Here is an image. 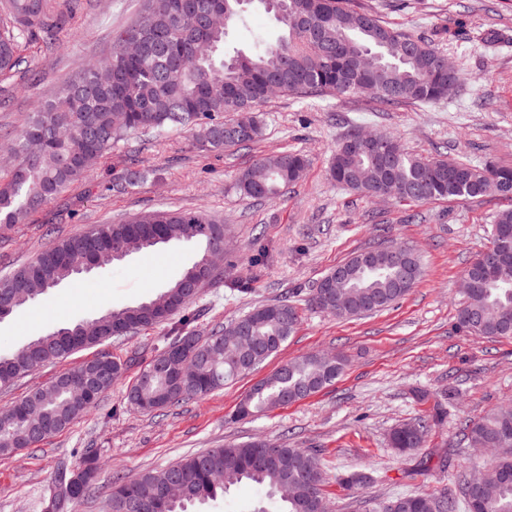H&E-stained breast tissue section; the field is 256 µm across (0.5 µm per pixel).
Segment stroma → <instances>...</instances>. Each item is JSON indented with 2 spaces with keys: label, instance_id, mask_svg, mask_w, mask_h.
I'll return each mask as SVG.
<instances>
[{
  "label": "stroma",
  "instance_id": "obj_1",
  "mask_svg": "<svg viewBox=\"0 0 512 512\" xmlns=\"http://www.w3.org/2000/svg\"><path fill=\"white\" fill-rule=\"evenodd\" d=\"M390 24L444 50L463 73L448 98L428 104L380 105L365 96L300 98L280 94L260 111L262 139L250 148L197 149L189 134L160 138L132 134L102 158L96 171L72 183L25 223L0 231V276L30 262L53 242L95 224L117 223L152 210L203 211L224 226V266L187 309L200 334L224 325L254 305L287 298L301 322L275 357L205 397L154 412L126 404L124 394L161 348L169 325L111 341L104 352L126 368L112 389L68 429L39 447L0 455V512H43L59 464L76 467L96 455L100 472L93 497L72 512H109L115 475L137 477L184 456L224 443L261 437L316 454L334 512H372L376 503L412 492L453 488V477L482 467L489 456L468 447L465 422L512 403V338L470 336L456 328L464 301L459 280L490 240L494 216L512 201L489 195L470 200L403 205L345 190L328 175L337 142L350 128L396 134L411 152L476 165L512 167V0H355ZM143 0H78L53 48L41 40L20 42L30 73H0V168L10 157L4 130L20 129L40 104L95 60L111 54L117 32ZM283 30L263 10L245 13L230 31L226 52L252 51L257 40L276 41ZM295 150L310 164L282 198L257 201L236 190L239 172L262 156ZM137 164L149 175L129 193L107 191L111 174ZM385 241L412 247L423 263L414 288L385 310L355 319L310 309L317 281L330 269ZM194 260L185 247L130 257L93 273L87 284L66 283L35 306L0 320V350L108 308L147 300ZM255 290L239 295L236 284ZM340 354L347 364L336 382L313 396L232 423L243 395L281 365L315 353ZM85 358L39 368L0 390V407ZM438 417L422 448L402 454L390 445L398 425ZM363 472L370 483L344 491L340 475ZM273 508L266 487L244 482L212 512Z\"/></svg>",
  "mask_w": 512,
  "mask_h": 512
}]
</instances>
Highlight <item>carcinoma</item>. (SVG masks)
Masks as SVG:
<instances>
[{
    "mask_svg": "<svg viewBox=\"0 0 512 512\" xmlns=\"http://www.w3.org/2000/svg\"><path fill=\"white\" fill-rule=\"evenodd\" d=\"M12 29L0 34V72L12 71L22 63L17 52L21 39L62 32L69 19L66 11H52L47 0H9ZM259 4L282 25L284 36L255 52L224 56V42L230 27L253 4ZM287 8L307 18L298 28L270 6V0H144L139 17L116 35L112 54L76 73L58 97L31 113L15 133L16 154L9 170L0 175V228L8 229L50 203L72 182L90 174L112 146L129 134L142 130L162 133L180 130L192 135L198 148L214 151L256 143L263 130L258 108L277 93L291 95L325 94L348 97L368 94L381 104L433 103L446 98L451 90L448 79L461 78L460 71L448 73L443 64L448 58L429 43L406 34L383 21L376 13L356 9L351 0H286ZM371 56L379 66L376 91H367L343 79L348 68L360 70V57ZM358 130L347 132L338 142L331 161V177L345 175L336 185L363 196L383 186L394 172L397 200L427 203L437 200H469L484 196L487 174L495 171L512 176L506 166L472 165L445 157H426L406 151L399 138L387 133L398 144L392 158L374 151L345 149ZM256 164L266 177L252 187L254 167L237 178L239 192L251 199H273L284 195L303 176L308 159L296 152H281L262 157ZM145 177L139 169H128L113 176L108 189L128 192ZM213 226L224 239V225L215 223L202 211L143 213L128 222L96 224L89 230L58 240L40 252L28 265L38 266L39 277H26L17 270L0 277V292L8 288L21 300L8 309L0 307V320L19 307L35 304L44 296L40 280L57 284L78 277L75 266L92 262L105 270L121 259L112 254L120 242L134 243L144 238L140 251L166 245L191 247L194 262L162 289L169 294L167 311L162 313L150 301L105 311L112 322L121 324L124 335L164 324L184 312L193 301L186 300L178 284L199 271L212 242L206 227ZM346 276L336 282L333 295L348 301L337 313L339 318L364 315L370 298H382L390 306L404 297L422 275L420 255L406 248L402 266L391 263L384 253L373 263L361 262L356 254L344 262ZM464 274L473 275L481 285L472 292L457 315V328L490 338L512 337V261L489 272L475 257ZM251 328L246 340L225 335L226 327L212 329L202 336L186 329L182 317L172 334L140 371L128 388L125 401L139 408L136 400L151 402L158 410L180 402L204 397L245 375L239 368L244 343L258 348L264 359L274 356L300 322L298 308L288 300L253 307L245 313ZM84 326L81 338L60 335L55 328L26 345L0 353V387L6 375L20 371L29 374L38 366L57 363L85 349L102 345L110 336L100 335L94 320H77L66 329ZM193 336L216 353L204 360L194 377L180 380L173 369L159 366L161 356L174 344ZM344 359L336 355L330 366L321 353L295 358L271 373L260 386L251 388L241 399L235 420L281 406L298 398L310 384L326 380L330 386L338 379ZM88 366L112 369V379L103 391L112 388L124 363L107 353L71 368L63 375L69 386L43 399L29 413L22 414L11 404L0 409V449L12 447L20 436L38 434L43 423L58 419L64 427L92 407L77 388ZM435 420L417 418L396 427L391 444L402 453L422 446ZM463 436L473 448H489L493 460L480 494L469 499L464 494L466 477H459V494L444 489L440 495L422 492L404 494L377 504L373 512H428L437 500L438 512H512V410L500 407L478 420L465 424ZM259 439L229 442L221 448L188 455L163 469L142 472L131 481L113 480L111 497L114 512H121L118 500L127 484H132L141 499L159 497L172 479L178 478L187 493L166 502L162 512H190L195 504L215 502L233 486L254 482L268 488L276 499L277 512H330L322 486L323 472L316 456L303 448L282 444L279 460L269 467L254 464ZM69 468L55 471L53 488L57 512H69L74 502L67 495ZM369 477L349 473L338 479L347 491H356Z\"/></svg>",
    "mask_w": 512,
    "mask_h": 512,
    "instance_id": "1",
    "label": "carcinoma"
}]
</instances>
